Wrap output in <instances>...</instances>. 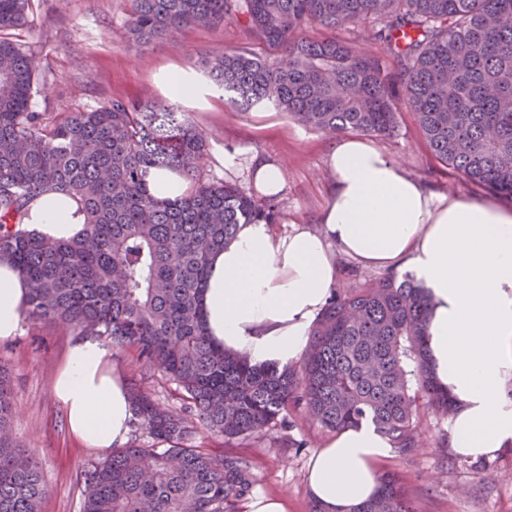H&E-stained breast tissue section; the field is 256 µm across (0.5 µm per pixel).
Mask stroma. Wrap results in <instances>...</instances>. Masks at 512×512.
<instances>
[{
    "label": "stroma",
    "instance_id": "obj_1",
    "mask_svg": "<svg viewBox=\"0 0 512 512\" xmlns=\"http://www.w3.org/2000/svg\"><path fill=\"white\" fill-rule=\"evenodd\" d=\"M31 25L18 39L36 56L35 103L44 112H77L115 98L167 100V72H195L199 58L241 47L239 26H195L160 43L142 47L129 40V0H32ZM182 110L203 134L207 152L199 171L210 181H231L253 191L248 167L254 160L280 163L285 170L275 231L295 224L318 229L332 177L326 164L334 136L302 125L270 106L242 111L221 92L208 89L203 99L182 103ZM374 144L402 163L428 189L478 201L490 193L448 171L431 154L414 115L399 109L393 136ZM236 164L224 165L226 155ZM73 334L50 326H22L18 335L0 342V365L12 376L13 437L42 469L47 486L41 512H81L82 474L102 453L73 436L65 412L53 395V383ZM293 428L275 429L260 440L225 439L198 428L194 445L215 454L245 458L255 477V493L285 500L288 512H312L308 462L329 433L303 415ZM446 420L424 415L420 446L412 455L378 461V474L394 475L405 487L416 512H512V445L494 458L459 457L439 447ZM299 447H289V439Z\"/></svg>",
    "mask_w": 512,
    "mask_h": 512
}]
</instances>
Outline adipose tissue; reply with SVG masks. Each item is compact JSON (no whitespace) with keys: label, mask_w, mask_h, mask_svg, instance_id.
<instances>
[{"label":"adipose tissue","mask_w":512,"mask_h":512,"mask_svg":"<svg viewBox=\"0 0 512 512\" xmlns=\"http://www.w3.org/2000/svg\"><path fill=\"white\" fill-rule=\"evenodd\" d=\"M320 231L294 225H239L209 263L202 309L213 344L251 363L299 361L337 283V254L365 266L406 271L432 296L426 344L440 387L458 401L449 419L458 455L496 456L512 444V403L500 396L512 376V208L428 191L368 141L337 138ZM28 226L47 238L83 232L69 196L46 193L30 205ZM30 289L0 258V341L13 339ZM71 433L87 447L127 445L133 411L127 382L109 365L102 340L74 342L54 383ZM390 439L364 423L333 433L313 454L308 488L327 512H353L376 492L375 463Z\"/></svg>","instance_id":"ef3b65f1"}]
</instances>
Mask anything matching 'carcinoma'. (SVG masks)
Wrapping results in <instances>:
<instances>
[{"label": "carcinoma", "mask_w": 512, "mask_h": 512, "mask_svg": "<svg viewBox=\"0 0 512 512\" xmlns=\"http://www.w3.org/2000/svg\"><path fill=\"white\" fill-rule=\"evenodd\" d=\"M32 18L31 0H0V256L30 282L29 324L135 350L183 407L163 409L142 382L130 385L136 429L163 447L130 444L90 464L82 512H234L254 488L250 465L192 445L199 424L255 439L302 408L329 432L371 423L399 455L412 454L421 413L456 408L429 365L427 288L390 273L335 292L297 366L253 365L213 346L199 306L209 257L238 225L275 223L276 205L201 180L206 140L173 104L116 98L87 111L37 110L33 52L12 37ZM368 20L393 67L334 35ZM228 21L246 47L199 67L234 107L268 103L327 133L390 136L401 101L439 162L512 197V0H132L127 31L147 47ZM309 22L333 35H304ZM152 169L181 172L190 193L155 197ZM50 191L78 200L82 237L53 241L28 228L30 202ZM12 419L0 367V512H40L42 472L11 439ZM353 512L415 508L382 475L378 494Z\"/></svg>", "instance_id": "carcinoma-1"}]
</instances>
